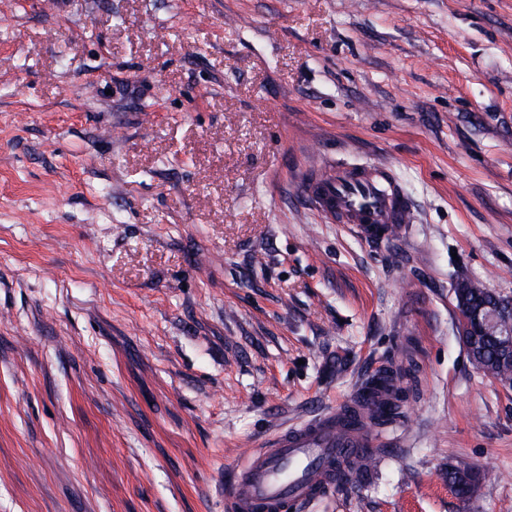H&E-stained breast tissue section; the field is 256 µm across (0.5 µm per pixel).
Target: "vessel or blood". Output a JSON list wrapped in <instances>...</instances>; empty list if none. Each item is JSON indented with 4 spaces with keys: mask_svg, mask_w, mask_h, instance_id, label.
Instances as JSON below:
<instances>
[{
    "mask_svg": "<svg viewBox=\"0 0 512 512\" xmlns=\"http://www.w3.org/2000/svg\"><path fill=\"white\" fill-rule=\"evenodd\" d=\"M304 195L324 218L352 225L374 243L411 221L408 200L387 165H339L303 183ZM386 392L365 386L347 404L301 424L275 432L246 459L225 468L226 512H299L336 484V463L367 455L383 436L352 415L388 402Z\"/></svg>",
    "mask_w": 512,
    "mask_h": 512,
    "instance_id": "b4317fda",
    "label": "vessel or blood"
}]
</instances>
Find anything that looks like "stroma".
Masks as SVG:
<instances>
[{
  "mask_svg": "<svg viewBox=\"0 0 512 512\" xmlns=\"http://www.w3.org/2000/svg\"><path fill=\"white\" fill-rule=\"evenodd\" d=\"M0 0V512H225L271 430L412 368L302 512H512V388L454 288L512 297V0ZM393 166L367 243L301 191ZM460 467H465L471 469L477 481V485L474 488H471L467 483H462L457 476V469ZM448 486L456 493V495L462 500L470 499L474 493L475 489L479 486L480 483L491 481V480H499L502 476L497 473H493L492 471H480L473 469L468 466L461 465H449L448 467Z\"/></svg>",
  "mask_w": 512,
  "mask_h": 512,
  "instance_id": "stroma-1",
  "label": "stroma"
}]
</instances>
